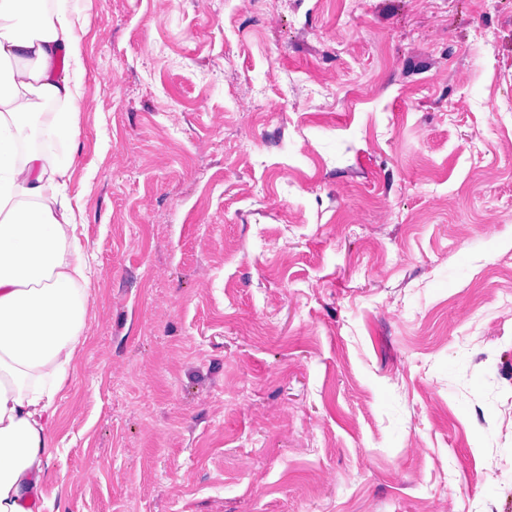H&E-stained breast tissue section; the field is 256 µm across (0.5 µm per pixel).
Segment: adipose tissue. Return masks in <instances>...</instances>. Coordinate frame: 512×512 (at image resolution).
<instances>
[{
    "label": "adipose tissue",
    "instance_id": "obj_1",
    "mask_svg": "<svg viewBox=\"0 0 512 512\" xmlns=\"http://www.w3.org/2000/svg\"><path fill=\"white\" fill-rule=\"evenodd\" d=\"M85 0H0V512H42L96 270L68 185Z\"/></svg>",
    "mask_w": 512,
    "mask_h": 512
}]
</instances>
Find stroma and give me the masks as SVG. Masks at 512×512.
I'll return each mask as SVG.
<instances>
[{
    "label": "stroma",
    "mask_w": 512,
    "mask_h": 512,
    "mask_svg": "<svg viewBox=\"0 0 512 512\" xmlns=\"http://www.w3.org/2000/svg\"><path fill=\"white\" fill-rule=\"evenodd\" d=\"M79 37L51 512H512V0H87Z\"/></svg>",
    "instance_id": "1"
}]
</instances>
